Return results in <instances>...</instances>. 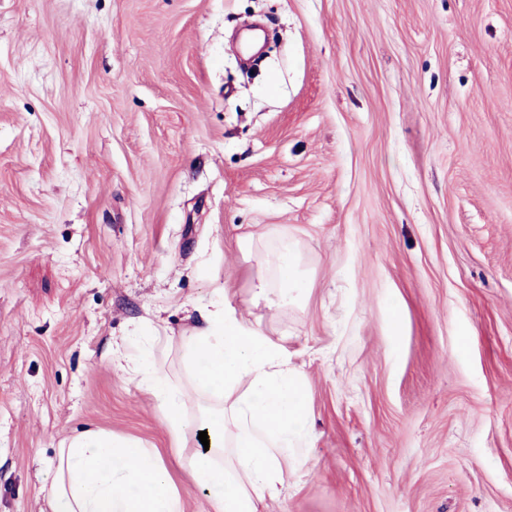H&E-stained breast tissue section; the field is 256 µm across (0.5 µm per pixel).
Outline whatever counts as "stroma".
<instances>
[{
  "mask_svg": "<svg viewBox=\"0 0 512 512\" xmlns=\"http://www.w3.org/2000/svg\"><path fill=\"white\" fill-rule=\"evenodd\" d=\"M284 237L271 311L238 242ZM223 294L308 390L258 512H512V0H0V512L85 429L177 469L110 357L190 387ZM241 250L255 260L258 274L253 281L254 297L269 309H279L299 299L312 288V278L301 268L298 255L291 243L283 241L273 251L253 249L248 241H239ZM274 278L270 284L268 274Z\"/></svg>",
  "mask_w": 512,
  "mask_h": 512,
  "instance_id": "obj_1",
  "label": "stroma"
}]
</instances>
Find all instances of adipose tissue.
<instances>
[{"instance_id":"ef3b65f1","label":"adipose tissue","mask_w":512,"mask_h":512,"mask_svg":"<svg viewBox=\"0 0 512 512\" xmlns=\"http://www.w3.org/2000/svg\"><path fill=\"white\" fill-rule=\"evenodd\" d=\"M258 273L256 299L278 309L312 286L291 244L252 248ZM184 359L202 396L189 409L181 385L148 352L128 360L131 381L161 399L169 433L187 452L185 474L195 487L214 491L212 512H257L279 499L284 484L280 451L309 437L307 392L285 347L271 340L228 301L205 307L203 324L188 339ZM207 433L208 450L198 435ZM46 500L50 512H183L181 496L158 453L142 442L102 430L63 440Z\"/></svg>"}]
</instances>
